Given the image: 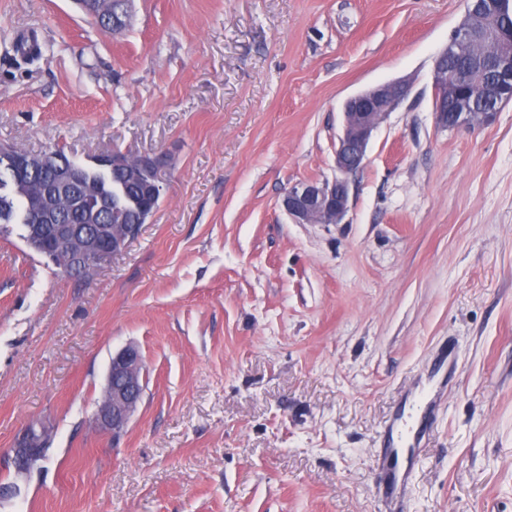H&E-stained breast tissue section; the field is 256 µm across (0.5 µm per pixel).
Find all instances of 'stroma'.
Masks as SVG:
<instances>
[{
    "mask_svg": "<svg viewBox=\"0 0 512 512\" xmlns=\"http://www.w3.org/2000/svg\"><path fill=\"white\" fill-rule=\"evenodd\" d=\"M465 0H0V144L167 155L140 233L91 278L0 236V512H512V102L441 128ZM407 78L338 224L283 210L333 180L343 104ZM145 395L96 430L109 361ZM429 411L397 501L384 437ZM49 448L8 453L29 423ZM113 0H81L83 7L87 9L89 14L95 15L98 19H102L108 24L112 31L120 29L125 24L127 13L122 12L120 15L112 13Z\"/></svg>",
    "mask_w": 512,
    "mask_h": 512,
    "instance_id": "1",
    "label": "stroma"
}]
</instances>
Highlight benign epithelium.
Here are the masks:
<instances>
[{
    "label": "benign epithelium",
    "mask_w": 512,
    "mask_h": 512,
    "mask_svg": "<svg viewBox=\"0 0 512 512\" xmlns=\"http://www.w3.org/2000/svg\"><path fill=\"white\" fill-rule=\"evenodd\" d=\"M87 12L108 24L116 31L125 24L127 13H112V0H81ZM474 42L467 32H454L450 42L435 58L433 66V111L440 127L471 130L489 122L494 113L483 112L470 121L462 117V110L448 111V101L462 99V92L472 88L476 78L465 65L450 70L446 61H459L469 57ZM410 83L397 80L376 85L350 97L344 105L343 128L336 145V167L344 174L359 170L373 131L384 117L397 110L408 97ZM49 157L59 165L51 169L49 182L35 184L28 179L33 165L29 154L0 145V164L10 171L9 181H0V204L8 207L18 204L15 220L26 225L24 242L40 251L60 271L67 275L86 276L111 258L121 253L134 238L129 231L117 232L110 224H100L88 230L77 224H51L49 215L59 211L69 202L72 191L82 185L87 177L112 170L131 158L130 170L144 180L146 189L157 195L163 189L165 161L162 155L131 157L117 151L101 153L94 166L76 163L57 154ZM350 189L345 178L329 181H307L288 188L282 198L285 212L304 224H339L349 210ZM144 364L140 351L133 345L126 346L112 356L104 401L99 406L95 425L99 430L119 436L142 400V370ZM46 440L45 431L27 427L14 448V463L24 472L40 456V445Z\"/></svg>",
    "instance_id": "obj_1"
}]
</instances>
